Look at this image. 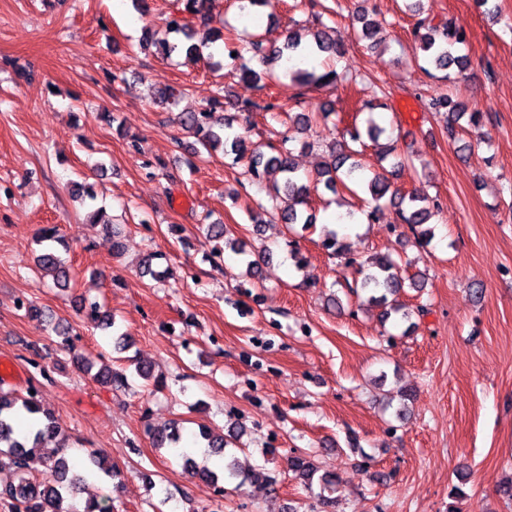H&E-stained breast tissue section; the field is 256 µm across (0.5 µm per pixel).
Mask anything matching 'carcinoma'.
Returning <instances> with one entry per match:
<instances>
[{
	"label": "carcinoma",
	"instance_id": "1",
	"mask_svg": "<svg viewBox=\"0 0 512 512\" xmlns=\"http://www.w3.org/2000/svg\"><path fill=\"white\" fill-rule=\"evenodd\" d=\"M184 4L186 13L201 21L207 19L208 0H184ZM368 16V9L363 7L357 10L356 20L361 23V30L356 32L355 36L360 40L383 42V38L379 37V27L369 20ZM166 33L180 34L184 41L177 43L167 37L157 38L154 33L147 31L142 41L143 47L153 46L157 53L166 57L181 50L185 51L188 57L197 55L196 45L190 43L189 24L178 18L168 19ZM414 33L420 37L427 65L438 71H446L453 65L463 63V57L457 55L456 51L457 46L467 40L464 25L453 21L432 24L420 19L416 23ZM251 51L266 69L257 71L244 65L241 67L242 78L263 89L267 85V80L274 76L272 68L279 66L283 68L284 75L290 76L297 84L295 99L299 103L304 102L311 91L346 80V76L338 74L333 69L319 72L314 67H308L305 61V51L327 53L337 57L343 55L344 46L336 28L326 24L303 32L290 31L284 42L278 46L266 45L265 38L259 34L251 42ZM384 96L386 93L382 89L373 90L372 99L367 102L369 115L365 125L361 128L353 127L351 142H332L328 146L327 157L321 170L305 182L295 170L293 149L290 148V142L294 141L292 136H283L280 144L270 147V152L266 153L257 147H249L246 139L233 131L232 124L228 123L218 128L214 126L212 109L220 104L218 94L213 97L210 107L206 109L178 113V122L183 129L194 135L201 146L197 154L205 152L210 155L222 151L229 142L235 159H247L251 181L267 189V203L259 205V212L252 216L255 232H261V225L277 221L289 227L295 224L306 227L315 223V215L301 209L310 193L321 186L334 193L338 185L345 186L351 183L363 188L373 203L374 212L381 206V202L388 201L395 211V223L406 225L414 235L415 244L424 247L432 240L433 233L429 230L419 232L417 228L429 223L441 210L439 196L418 191L403 194L391 189L387 177L378 173L371 176L365 173L364 167L356 160L359 151L351 146L353 142L362 145L366 139L376 142L387 132L386 127L381 125L374 115V110L385 108V103L381 102ZM424 107L429 112L448 113L447 133L451 142L458 139L460 121L463 118H468V123L472 125H478L484 117L482 112L468 103L450 96L426 98ZM387 160L390 161V167L395 169L410 162L411 156L405 151H399L397 146L391 143L379 155L380 162ZM207 232L215 241L211 259L217 267L224 255V246L220 244L225 235L224 226L210 224ZM40 242L44 243V247L36 257L38 269L42 275L53 277L58 286L69 287V271L61 262L55 248V245L63 244L57 229L51 227L42 230ZM323 246L331 251V256L359 268L363 275L360 287L351 286L349 291L355 294L361 289L369 293L367 302L382 308V322L385 323L391 318L397 321L409 319V312L404 305L395 300V296L406 285L411 288H423L424 280L403 277L401 257H395L391 253H376L359 259L352 257L347 245L339 239L338 233L329 229L325 230ZM81 310L86 312L97 327L113 332L117 330L115 317L104 310L98 302L85 299L82 301ZM81 367L85 373L93 374L94 379L106 385L123 386L127 382L125 374L105 365L96 369L93 362L87 359L82 361ZM22 411L32 419V423L24 434L18 435L17 421ZM199 437L204 447L211 452L227 455L226 447L229 441L224 439V435L203 426L200 428ZM47 440L55 441V447L44 448V457L50 463L51 479L36 485L28 478L33 459L32 449L43 448ZM153 442L158 448H179L182 442L181 429L174 426L167 433H157L153 435ZM66 447L67 437L61 434L58 419L42 405L37 385L30 384L22 394L0 389V466L11 468L17 477V482L0 487V501L7 502L11 512H112L107 497L101 500L90 498L80 510L69 502V495L77 491L89 475L112 481L120 477V471L98 453L87 454L81 464L76 466L65 456L63 449ZM180 456L184 458L188 470L219 492L224 491L225 482L237 478V471L230 461L224 463V472L217 473L207 468H197L193 459L183 452ZM288 464L293 474L304 484H312L315 468L310 458L300 453L295 454L288 459Z\"/></svg>",
	"mask_w": 512,
	"mask_h": 512
}]
</instances>
